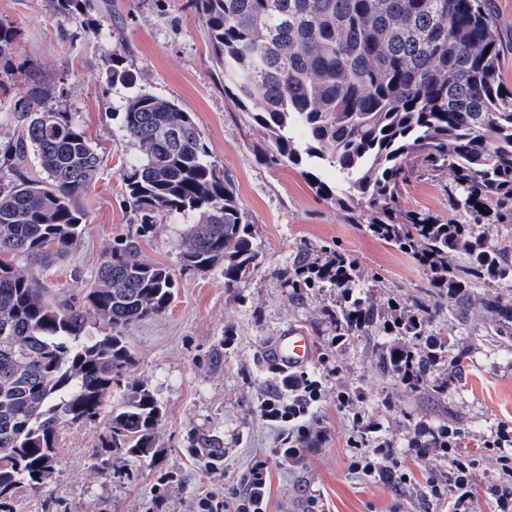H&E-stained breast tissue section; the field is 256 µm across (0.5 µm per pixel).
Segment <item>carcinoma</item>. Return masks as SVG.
<instances>
[{
  "label": "carcinoma",
  "mask_w": 512,
  "mask_h": 512,
  "mask_svg": "<svg viewBox=\"0 0 512 512\" xmlns=\"http://www.w3.org/2000/svg\"><path fill=\"white\" fill-rule=\"evenodd\" d=\"M84 0H52L72 20ZM203 22L224 95L259 127L274 164L301 169L347 224L410 255L430 274L434 305L394 298L378 305L357 286L356 260L339 252L321 261L297 246L286 287L301 299L341 289L324 317L336 339L391 336L373 364L414 392L441 396L442 365L464 374L465 349L429 330L443 302L467 323L473 295L493 322L487 336L512 345V242L492 244L481 228L512 229V89L499 78L504 48L490 0H188ZM18 34L0 20V77L23 76L15 107L23 123L0 175V506L17 490L48 483L66 425L106 417L99 448L148 456L163 410L145 385L127 387L134 353L127 327L173 303L171 270L138 255L127 241L105 255L81 306L59 307L18 271L24 256L47 267L82 235V201L98 182L101 157L74 113L53 104L63 94L51 74L17 64ZM108 78L133 85L113 54ZM137 146L123 172L139 231L172 217L182 267L220 269L224 287L246 283L260 265L256 231L232 180L217 165L191 113L138 91L122 112ZM43 173L27 174L28 155ZM335 174L329 183L320 176ZM444 179L455 217L403 206L417 179ZM190 447L208 467L224 451L212 439Z\"/></svg>",
  "instance_id": "cac0c4a2"
}]
</instances>
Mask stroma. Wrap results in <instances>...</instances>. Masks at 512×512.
Wrapping results in <instances>:
<instances>
[{"mask_svg":"<svg viewBox=\"0 0 512 512\" xmlns=\"http://www.w3.org/2000/svg\"><path fill=\"white\" fill-rule=\"evenodd\" d=\"M87 2L81 24L58 17L51 0H0V19L17 30L20 54L62 78V105L75 113L101 156V178L84 202L87 224L74 249L47 269L21 256L14 263L53 301L76 304L106 252L126 240H136L144 259L173 270L176 295L169 310L125 331L135 358L129 379L154 391L163 418L153 455L115 456L105 466L98 449L103 426L66 428L46 489L38 494L19 489L12 512H195L199 493L224 495L239 487L252 457L281 446L286 435L263 421L257 408L279 387L269 344L291 325L314 339L315 358L307 371L321 382L322 396L311 408L310 424L326 429L328 440L304 466L272 468L268 512H308L313 496L322 512H446V501L425 498L427 479L448 478L449 463L438 456H405L415 474L407 486L351 474L357 413L381 422L382 436L401 448L418 425L433 427L457 416L468 429L460 441L465 454L480 461L476 512H491L484 491L500 471L489 444L499 427L512 428V355L490 343V315L472 306L467 333L460 338L469 353L465 374L451 381L441 398L405 390L375 374V356L390 337L354 336L329 346L322 308L335 291L298 300L285 286L298 245H309L322 260L332 249L347 253L356 260L362 282L381 299H424V268L360 226L345 223L300 170L265 162V138L225 97L206 32L187 0ZM116 51L139 88L191 113L232 179L261 253V266L244 287L225 288L217 270L182 268L178 220L138 236L120 180L138 156L121 121L129 90L105 79ZM342 392L353 399L351 411L336 406ZM193 436L220 440L223 468L210 470L190 453Z\"/></svg>","mask_w":512,"mask_h":512,"instance_id":"35a3bbf8","label":"stroma"}]
</instances>
